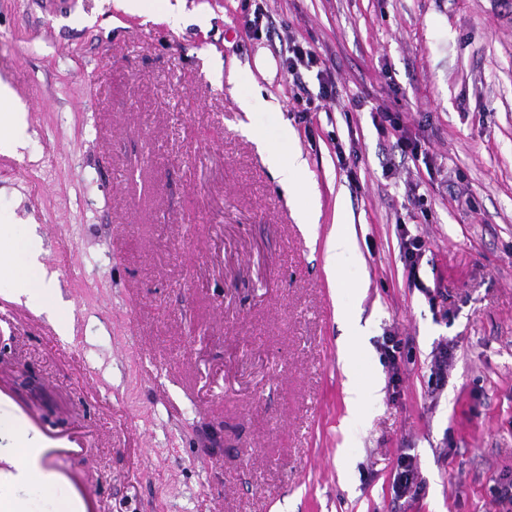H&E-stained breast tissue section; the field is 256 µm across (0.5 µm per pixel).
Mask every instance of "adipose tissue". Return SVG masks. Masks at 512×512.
Instances as JSON below:
<instances>
[{"label":"adipose tissue","instance_id":"1","mask_svg":"<svg viewBox=\"0 0 512 512\" xmlns=\"http://www.w3.org/2000/svg\"><path fill=\"white\" fill-rule=\"evenodd\" d=\"M278 142L288 145L287 154L268 149L266 160L280 183L298 189L299 176L307 162L296 148V133L286 121H279L276 132ZM356 250L353 225L333 224L325 243V263L330 278H338L345 259ZM0 273L6 274L16 285V295H40L48 304H55L56 290L53 280L47 279L37 253L28 241L17 236L10 224H0Z\"/></svg>","mask_w":512,"mask_h":512}]
</instances>
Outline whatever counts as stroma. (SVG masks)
I'll return each instance as SVG.
<instances>
[{"label": "stroma", "instance_id": "obj_1", "mask_svg": "<svg viewBox=\"0 0 512 512\" xmlns=\"http://www.w3.org/2000/svg\"><path fill=\"white\" fill-rule=\"evenodd\" d=\"M291 38L325 60L333 96L284 68ZM232 66L253 82L229 83ZM0 84V113L22 106L26 125L0 146V217L35 227L60 308L0 280V388L86 436L54 467L94 512H494L512 480V0H185L175 27L107 0H0ZM257 91L278 113L246 111ZM379 106L430 165L390 155ZM280 118L307 160L312 232L244 132L274 139ZM431 166L460 172L473 210ZM338 216L358 257L335 283ZM399 224L428 238L419 290ZM355 328L376 394L353 412ZM393 332L409 357L395 389ZM404 453L425 489L398 501ZM332 225L325 243L326 269L331 279L337 280L345 259L356 250V236L353 224ZM382 346L390 371L388 384L395 389L397 388V382L399 380V362L402 358V339L399 338V336L390 334L389 336H386ZM353 346V342L349 341L343 357V371L347 377L345 382V402L349 408L357 409L364 397V389L354 372V360L350 356ZM448 346H441L434 360L429 377V385L434 386L433 390H441L445 385L448 371V358L451 356Z\"/></svg>", "mask_w": 512, "mask_h": 512}]
</instances>
